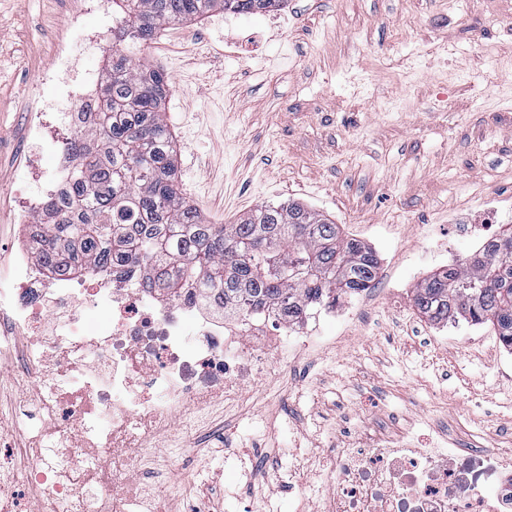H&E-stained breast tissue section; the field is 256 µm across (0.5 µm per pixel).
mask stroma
<instances>
[{"label":"stroma","instance_id":"stroma-1","mask_svg":"<svg viewBox=\"0 0 512 512\" xmlns=\"http://www.w3.org/2000/svg\"><path fill=\"white\" fill-rule=\"evenodd\" d=\"M78 0H0V278L22 235L19 203L37 192L21 170L52 166L27 139L34 91L73 39ZM164 69L167 121L185 196L213 224L265 204L302 202L371 245L374 288L339 301L322 340L271 362L243 400L206 409L176 462L180 512H290L291 437L321 468L302 489L324 493L333 448L364 434L444 432L512 448V366L493 330L435 324L414 289L448 238L477 243L456 219L490 220L512 199V0H286L280 9L216 15L162 30L145 52ZM0 412L38 428L36 393L0 373Z\"/></svg>","mask_w":512,"mask_h":512}]
</instances>
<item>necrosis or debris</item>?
Here are the masks:
<instances>
[{"label": "necrosis or debris", "mask_w": 512, "mask_h": 512, "mask_svg": "<svg viewBox=\"0 0 512 512\" xmlns=\"http://www.w3.org/2000/svg\"><path fill=\"white\" fill-rule=\"evenodd\" d=\"M111 12L112 0H81L71 18L76 45L61 46L40 76L62 100L34 102L29 136L56 164L38 173L39 193L20 206L23 224L40 223L66 182L75 119L91 120L96 109L88 80L71 79L76 49L99 46L102 33L87 19ZM57 110L60 138L45 119ZM89 306L107 312L110 325H91ZM308 342L300 325L225 315L193 288L173 299L95 270L47 283L33 259L14 262L0 289V346L13 344L42 425L19 454L0 458V512H156L164 476L136 471L140 452L196 410L242 398L267 356L288 358ZM329 461L331 487L296 512H512V449L490 452L442 435L424 442L403 431L364 437Z\"/></svg>", "instance_id": "1"}]
</instances>
